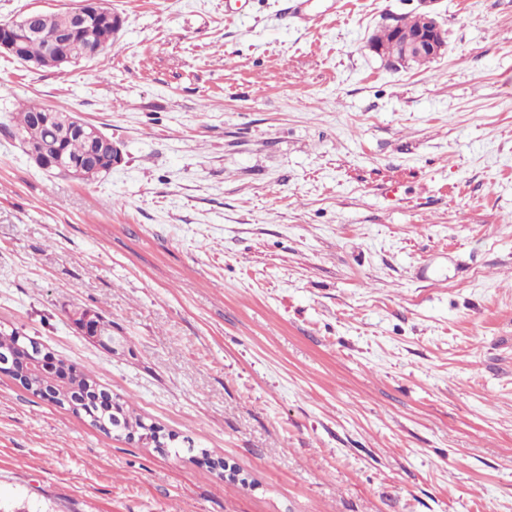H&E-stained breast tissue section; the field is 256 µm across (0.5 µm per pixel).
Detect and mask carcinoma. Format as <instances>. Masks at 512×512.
Returning a JSON list of instances; mask_svg holds the SVG:
<instances>
[{
  "label": "carcinoma",
  "instance_id": "carcinoma-1",
  "mask_svg": "<svg viewBox=\"0 0 512 512\" xmlns=\"http://www.w3.org/2000/svg\"><path fill=\"white\" fill-rule=\"evenodd\" d=\"M31 27L45 34H53L69 27V12L46 13L35 11L29 14ZM117 20L112 17V11L101 8L98 15L92 18L90 31L77 33L61 47V51L75 61L83 59L85 48L89 45L98 47L96 55H101L112 48ZM423 26L420 15L400 16L392 19L371 37L370 46L378 48V55L389 67H394L395 60L401 56L402 47L399 34L402 31L414 32ZM20 59L40 64V68H55L57 62L49 57L44 40L31 37L23 44V54ZM51 108L33 104L18 113L14 137L18 138L23 147L35 146L48 165L47 171L55 174L70 176L76 179L91 181L97 176L84 169L90 157L87 142L80 136L71 134L63 125L44 118ZM36 341L29 339L14 328H0V354L17 353L19 344ZM63 385L58 392L50 394L47 400L73 414L85 419L91 426L106 435L112 433L128 438L146 432H156L154 425L148 423L138 413L132 399L115 398L112 409L98 410L91 402H84L75 397V390L84 391L88 388L100 387L95 376L90 371H77L73 368L65 370L61 377Z\"/></svg>",
  "mask_w": 512,
  "mask_h": 512
}]
</instances>
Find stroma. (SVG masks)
I'll return each instance as SVG.
<instances>
[{"instance_id":"35a3bbf8","label":"stroma","mask_w":512,"mask_h":512,"mask_svg":"<svg viewBox=\"0 0 512 512\" xmlns=\"http://www.w3.org/2000/svg\"><path fill=\"white\" fill-rule=\"evenodd\" d=\"M286 2L104 0L98 59L0 54V324L163 441L0 375V512H512V0ZM428 7L444 53L386 68ZM33 103L122 163L38 168ZM391 20V24L383 26L371 37L370 46L376 47L377 51L373 52L384 60L387 66L394 68L395 60L402 54L400 32L405 30L415 32L424 25L418 14L411 17L400 16ZM380 48H382V52H379ZM63 369L66 374L60 379L64 384L59 385L60 388H58L57 394L50 393L49 397L43 393L45 390H43V392L40 391L37 379H32L28 385L22 384L25 389L31 390L33 394H38L40 397L71 411L80 418H84L91 426L106 435L116 433V436H121L125 434L126 437L132 438L133 435L139 436V434L146 432L156 433L155 426L149 424L144 417L138 413L135 403L131 398L123 399L117 397L112 401L114 404L111 410L105 409L101 411H99L92 402H83L81 399L76 398L73 394L75 393L76 387L81 391L90 387L88 390V393H90L94 391L95 387L100 390L99 387H101V385L90 371H76L73 368ZM32 386L35 388L32 389ZM68 397L73 407H71L67 401ZM160 438L157 432L155 434V440H151L158 448L163 445Z\"/></svg>"}]
</instances>
